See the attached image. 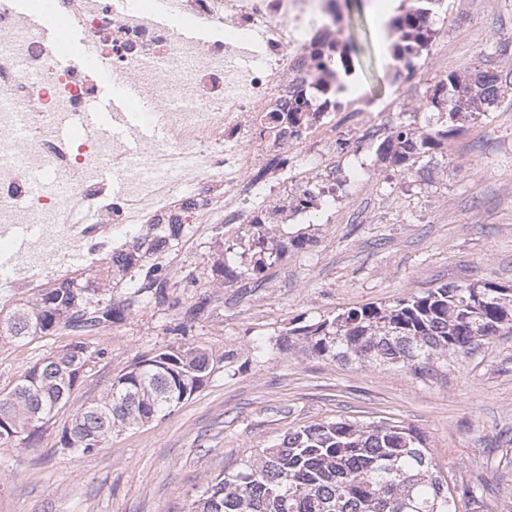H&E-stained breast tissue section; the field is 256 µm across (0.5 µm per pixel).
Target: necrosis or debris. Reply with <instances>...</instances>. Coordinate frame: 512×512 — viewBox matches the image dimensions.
<instances>
[{
  "label": "necrosis or debris",
  "instance_id": "obj_1",
  "mask_svg": "<svg viewBox=\"0 0 512 512\" xmlns=\"http://www.w3.org/2000/svg\"><path fill=\"white\" fill-rule=\"evenodd\" d=\"M55 6L84 30L100 68L141 89L146 121L167 136L132 158L120 142L64 135L95 82L61 64L16 0H0V222L39 228L0 267L4 301L58 285L73 259L98 268L166 224H290L335 207L336 133L289 123V101L302 93L310 111L327 113L344 97L367 134L371 118L390 113L349 93L343 66L319 59L346 48L336 0H181V17L216 30L202 43L154 23L150 0Z\"/></svg>",
  "mask_w": 512,
  "mask_h": 512
}]
</instances>
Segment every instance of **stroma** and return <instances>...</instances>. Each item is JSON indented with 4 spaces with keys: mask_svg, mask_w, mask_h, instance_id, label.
<instances>
[{
    "mask_svg": "<svg viewBox=\"0 0 512 512\" xmlns=\"http://www.w3.org/2000/svg\"><path fill=\"white\" fill-rule=\"evenodd\" d=\"M433 19L447 51L430 46L416 60L413 102L431 94L441 72H496L512 54V0H447ZM377 0H339L343 39L352 43L353 82L365 96L396 95L382 48ZM485 112L449 123L438 111L395 109L390 127L417 122L445 130L440 146L409 170L380 151L382 136L358 141V120L328 114L340 136L336 207L317 223L276 229L282 257L254 264L253 229L201 224L170 237L154 263L163 294H130L133 269L114 280L122 320L89 336L93 353L68 405L33 443L0 445V512H188L205 479L289 429L325 420L390 419L417 428L442 475L454 479L457 512H512V333L436 372L343 364L294 347L289 329L368 303H389L442 284L512 286V74L500 77ZM244 269L224 281L218 260ZM60 328L25 342L0 338V395L34 364L79 341ZM178 345L230 352L206 386L170 415L126 430L92 453L62 447L61 429L136 358Z\"/></svg>",
    "mask_w": 512,
    "mask_h": 512,
    "instance_id": "1",
    "label": "stroma"
}]
</instances>
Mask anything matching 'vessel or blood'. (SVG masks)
<instances>
[{
	"instance_id": "1",
	"label": "vessel or blood",
	"mask_w": 512,
	"mask_h": 512,
	"mask_svg": "<svg viewBox=\"0 0 512 512\" xmlns=\"http://www.w3.org/2000/svg\"><path fill=\"white\" fill-rule=\"evenodd\" d=\"M25 20L43 42L57 48L64 64L94 68L92 55L84 49L87 39L83 31L68 20L55 17L52 0H41L39 9L28 11ZM99 81V93L82 117L81 129L85 136L105 135L118 139L130 135L138 140L160 137L157 127L140 126L134 122L135 115L150 110L149 103L135 85L122 82L106 72L100 73Z\"/></svg>"
}]
</instances>
